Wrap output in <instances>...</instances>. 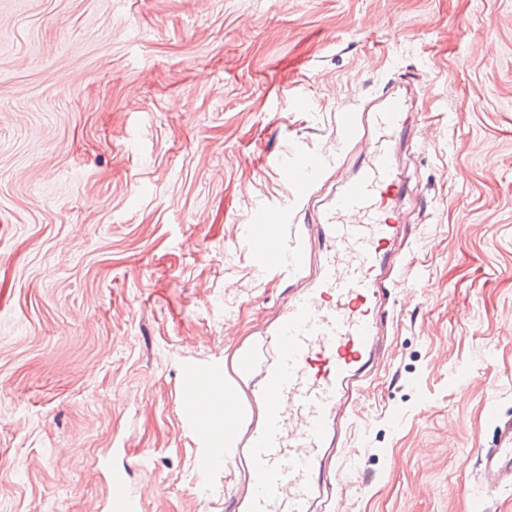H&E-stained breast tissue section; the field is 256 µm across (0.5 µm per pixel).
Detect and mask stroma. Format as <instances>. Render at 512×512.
<instances>
[{
    "instance_id": "35a3bbf8",
    "label": "stroma",
    "mask_w": 512,
    "mask_h": 512,
    "mask_svg": "<svg viewBox=\"0 0 512 512\" xmlns=\"http://www.w3.org/2000/svg\"><path fill=\"white\" fill-rule=\"evenodd\" d=\"M387 90L420 282L340 512H474L512 419V0H0V512H98L116 437L115 464L150 457L146 512H237L246 476L199 473L182 367L236 362L308 288L261 254L318 222L359 154L341 116ZM304 153L325 166L299 186Z\"/></svg>"
}]
</instances>
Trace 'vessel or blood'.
Instances as JSON below:
<instances>
[{
  "label": "vessel or blood",
  "mask_w": 512,
  "mask_h": 512,
  "mask_svg": "<svg viewBox=\"0 0 512 512\" xmlns=\"http://www.w3.org/2000/svg\"><path fill=\"white\" fill-rule=\"evenodd\" d=\"M404 131V103L392 94L375 110L363 111L360 122L340 123V137L362 147L357 171L325 208L321 223L308 225L305 240L278 257L299 274L311 249H319L317 282L291 298L270 337L273 361L250 350L223 374L225 384L245 386L240 437H213L212 408L191 394L181 402L184 426L197 441L224 447L205 458L203 472L216 466L249 469L252 489L243 512H333L324 489L344 479L343 469H327L345 445L339 409L363 392L375 366L379 313L396 264L405 184L391 143ZM504 487H512V422L502 427L499 446L480 459L476 512H485L486 500ZM106 512H144L126 470L116 467L109 474Z\"/></svg>",
  "instance_id": "vessel-or-blood-1"
}]
</instances>
